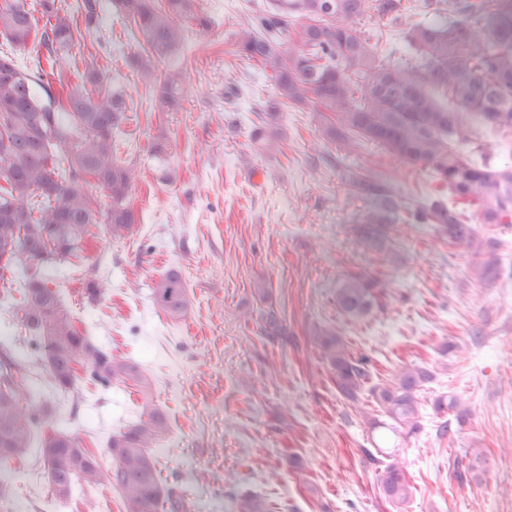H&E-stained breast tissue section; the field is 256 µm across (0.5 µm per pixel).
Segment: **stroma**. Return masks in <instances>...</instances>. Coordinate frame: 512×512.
Segmentation results:
<instances>
[{
	"label": "stroma",
	"instance_id": "stroma-1",
	"mask_svg": "<svg viewBox=\"0 0 512 512\" xmlns=\"http://www.w3.org/2000/svg\"><path fill=\"white\" fill-rule=\"evenodd\" d=\"M98 3L96 27L78 25L57 73L65 90L85 91L93 65L125 93L126 120L114 138L117 160L135 170L129 202L137 222L122 240L88 241L85 260L52 263L45 277L78 329L114 357L135 361L150 382L169 422L152 450L162 483L185 497L187 512H239L244 494L262 499L268 512H396L378 480L397 458L413 485L403 512H512V225L478 227L500 240L504 266L483 286L471 278L465 247L439 241L431 225L368 232L374 204L351 193V174L423 199L432 191L426 168L365 141L343 153L310 101L284 106L278 143L254 151L258 110L278 91L256 61L235 53L234 33L267 0H197L210 25L185 19V44L162 64L181 70L182 96L165 112L132 64L137 37L110 0ZM356 27L380 58L406 60L400 27L372 10ZM159 137L168 150L158 159L151 145ZM172 267L192 298L178 320L152 301ZM362 271L385 280L387 307L350 321L337 309L336 290ZM90 279L106 284L99 301L84 296ZM271 314L284 336L268 335ZM324 324L369 358L373 379L405 365L432 370L419 392L417 433L381 444L382 428L362 415L370 397H342L312 343L314 327ZM450 342L458 353H444ZM1 346L46 410L35 438L51 425L66 430L109 471V439L141 416L137 387H106L80 369L72 388H56L0 287ZM449 394L463 397L472 415L440 438L446 415L434 402ZM475 448L485 453L488 479L469 469ZM296 456L302 466L293 465ZM0 481L14 488L0 512L123 508L120 491L106 483L56 498L35 446L0 464Z\"/></svg>",
	"mask_w": 512,
	"mask_h": 512
}]
</instances>
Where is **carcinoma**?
<instances>
[{
	"label": "carcinoma",
	"mask_w": 512,
	"mask_h": 512,
	"mask_svg": "<svg viewBox=\"0 0 512 512\" xmlns=\"http://www.w3.org/2000/svg\"><path fill=\"white\" fill-rule=\"evenodd\" d=\"M365 2L271 0L268 16L236 34V53L269 69L278 90V99L258 115L252 136L273 145L281 106L310 98L318 111L332 114L327 133L342 146L362 139L409 165L429 168L433 191L424 201L408 202L362 174L353 176L351 188L376 201L370 223L432 225L438 239L468 249L473 276L490 285L501 276V242L479 234L467 217L474 212L483 224H512V0H423L420 11L443 7L442 26L412 19L402 0H376L382 16L403 22L412 65L380 59L356 29ZM40 6L45 23L38 27L25 0H0V35L21 53L30 44L37 48L34 70L0 55V281L4 270L22 272L23 280L9 281L20 294L17 312L60 388L72 387L79 364L102 385L119 380L141 388L142 419L108 442L109 482L121 490L125 512H182L183 498L160 481L151 453L168 418L154 404L139 365L95 346L44 279L48 262L79 256L93 229L109 240L122 239L136 217L129 204L132 169L112 158L113 134L126 119L124 95L102 87L95 67L85 77L97 94L54 91L53 73L44 66L56 67L77 19L60 13L58 0H40ZM112 7L143 39L133 64L147 78H157L159 65L179 49L184 18L208 26L195 14L194 0H112ZM78 9L86 27L96 25L97 0H82ZM290 12L300 14L302 23L288 26ZM179 81L175 72L160 77L159 109L178 103ZM476 124L498 139L467 152L463 147ZM92 183L111 198L107 209L94 207ZM383 295L381 280L357 274L337 289L336 304L345 317L359 320L383 309ZM152 296L154 306L172 319L191 306L177 268L161 275ZM313 341L343 396L356 401L366 390L390 431L410 434L419 428L418 392L432 380L430 369L404 367L371 386L369 359L354 355L338 331L317 328ZM435 408L449 416L441 435L471 415L459 396L438 399ZM40 412L25 392L19 363L10 352L1 353L0 463L25 454ZM40 453L56 497H69L76 482L99 483L100 467L88 462L89 451L77 436L50 425ZM379 491L398 510L409 500L413 486L398 460L385 466Z\"/></svg>",
	"instance_id": "cac0c4a2"
}]
</instances>
